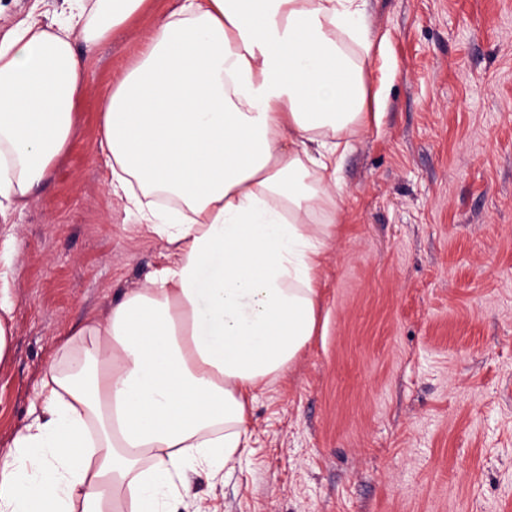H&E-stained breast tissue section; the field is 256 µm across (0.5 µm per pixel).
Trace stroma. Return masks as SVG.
Returning <instances> with one entry per match:
<instances>
[{"label": "stroma", "instance_id": "obj_1", "mask_svg": "<svg viewBox=\"0 0 512 512\" xmlns=\"http://www.w3.org/2000/svg\"><path fill=\"white\" fill-rule=\"evenodd\" d=\"M177 0L88 60L68 149L0 234L13 301L0 457L69 333L161 262L108 185L102 100ZM0 0V37L30 10ZM379 125L352 138L321 272L324 335L254 404L252 450L196 469L202 512H512V0H368Z\"/></svg>", "mask_w": 512, "mask_h": 512}]
</instances>
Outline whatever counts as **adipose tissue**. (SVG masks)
I'll use <instances>...</instances> for the list:
<instances>
[{"instance_id":"ef3b65f1","label":"adipose tissue","mask_w":512,"mask_h":512,"mask_svg":"<svg viewBox=\"0 0 512 512\" xmlns=\"http://www.w3.org/2000/svg\"><path fill=\"white\" fill-rule=\"evenodd\" d=\"M0 40V217L65 153L92 47L150 0H71ZM365 0H181L102 104L113 194L163 244L73 331L0 458V512H178L251 443L256 392L324 334L318 273L365 127Z\"/></svg>"}]
</instances>
